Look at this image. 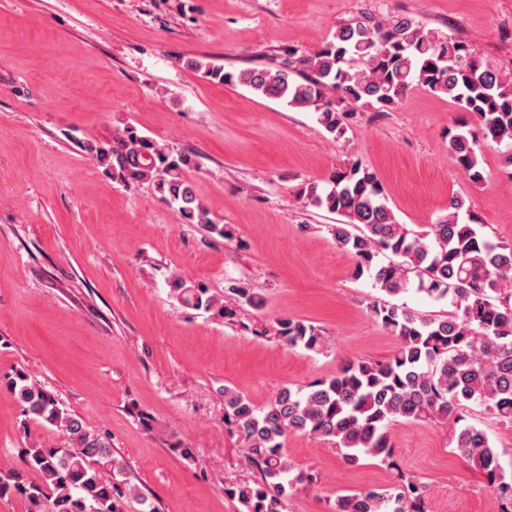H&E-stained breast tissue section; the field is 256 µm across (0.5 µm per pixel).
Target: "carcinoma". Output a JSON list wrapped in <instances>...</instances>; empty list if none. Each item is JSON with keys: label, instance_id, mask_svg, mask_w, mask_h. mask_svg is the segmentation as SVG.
Returning <instances> with one entry per match:
<instances>
[{"label": "carcinoma", "instance_id": "obj_1", "mask_svg": "<svg viewBox=\"0 0 512 512\" xmlns=\"http://www.w3.org/2000/svg\"><path fill=\"white\" fill-rule=\"evenodd\" d=\"M187 66L220 84L310 109L335 140L345 137L347 119L361 108L388 110L420 86L449 96L474 118L479 132L463 122L448 141L450 156L471 183L485 181L478 156L483 140L504 148V165L512 167V80L485 64L474 46L432 35L404 15L353 18L316 51L291 49L277 65L227 70L191 59ZM84 148L121 182L152 184L184 223L226 236L185 174L191 156L175 155L130 126L110 141ZM303 197L305 205L341 217L330 233L352 258L353 275L369 280L378 292L369 298L368 313L397 346L387 359L344 361L327 379L284 387L261 408L224 389V426L236 437L245 464L259 473V479L225 494L244 512H285L295 486L314 480L311 473L293 472L288 463L290 434L331 445L349 465L373 458L396 469L392 423H451L456 454L483 476L500 512H512V478L504 475L488 432L465 423L464 416L478 406L495 423L512 427V246L486 236L473 219L462 220L463 202L457 198L426 230L408 228L388 206L376 173L357 161L309 183ZM412 287L435 301L449 300L454 310L432 315L392 301ZM171 291L184 305L228 319L241 302L262 305L245 286L232 287L219 299L177 276ZM276 335L289 348L316 353L325 344L319 327L292 318L276 321ZM8 388L26 416L64 438L51 444L28 439L23 463L34 478L1 468L0 497L22 496L27 512H125L123 493L102 477L104 469L123 471L107 434L86 429L23 372ZM334 512H428V507L424 486L400 472L384 492L365 489L338 498Z\"/></svg>", "mask_w": 512, "mask_h": 512}]
</instances>
